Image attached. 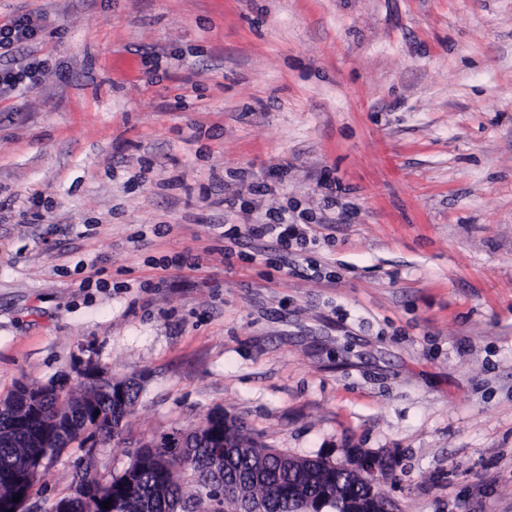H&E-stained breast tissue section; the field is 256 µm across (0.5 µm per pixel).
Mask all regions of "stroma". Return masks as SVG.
<instances>
[{"label":"stroma","instance_id":"1","mask_svg":"<svg viewBox=\"0 0 512 512\" xmlns=\"http://www.w3.org/2000/svg\"><path fill=\"white\" fill-rule=\"evenodd\" d=\"M25 14L0 397L93 363L140 385L112 473L221 409L294 456L394 454L400 512H512V0H0ZM287 211L317 246L224 233Z\"/></svg>","mask_w":512,"mask_h":512}]
</instances>
